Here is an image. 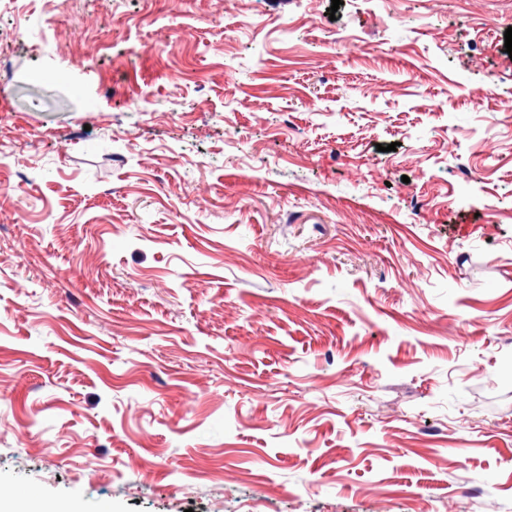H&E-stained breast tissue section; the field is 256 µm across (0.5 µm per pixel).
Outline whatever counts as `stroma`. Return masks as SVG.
I'll use <instances>...</instances> for the list:
<instances>
[{
  "mask_svg": "<svg viewBox=\"0 0 512 512\" xmlns=\"http://www.w3.org/2000/svg\"><path fill=\"white\" fill-rule=\"evenodd\" d=\"M330 6L0 0V492L512 512V0Z\"/></svg>",
  "mask_w": 512,
  "mask_h": 512,
  "instance_id": "obj_1",
  "label": "stroma"
}]
</instances>
